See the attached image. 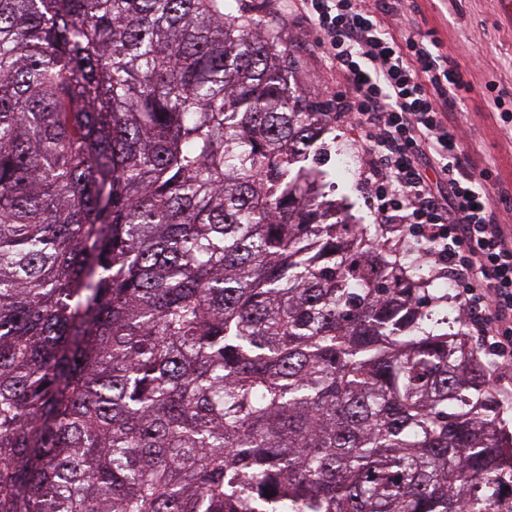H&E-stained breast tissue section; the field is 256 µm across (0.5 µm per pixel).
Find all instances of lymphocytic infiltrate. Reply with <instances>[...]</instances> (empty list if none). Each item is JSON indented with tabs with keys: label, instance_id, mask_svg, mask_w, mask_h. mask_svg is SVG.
Instances as JSON below:
<instances>
[{
	"label": "lymphocytic infiltrate",
	"instance_id": "lymphocytic-infiltrate-1",
	"mask_svg": "<svg viewBox=\"0 0 512 512\" xmlns=\"http://www.w3.org/2000/svg\"><path fill=\"white\" fill-rule=\"evenodd\" d=\"M319 33L348 89L336 120L355 125L376 221L401 227L398 244L453 277L468 330L499 367L512 368V215L492 174L473 172L452 128L471 85L437 38H395L381 14L392 0H294Z\"/></svg>",
	"mask_w": 512,
	"mask_h": 512
}]
</instances>
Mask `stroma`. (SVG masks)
Here are the masks:
<instances>
[{"mask_svg": "<svg viewBox=\"0 0 512 512\" xmlns=\"http://www.w3.org/2000/svg\"><path fill=\"white\" fill-rule=\"evenodd\" d=\"M240 2L242 14L255 16L262 26L282 32L288 42L286 62L307 98L335 104L336 75L319 38L296 16L284 15L286 0ZM383 22L398 38L436 31L443 53L458 63L472 85L455 124L470 163L477 171H495L502 186L512 190V135L502 130L485 95L490 81L512 94V23L501 17L498 0H400L398 14L384 17ZM356 136L352 128L332 123L325 136L326 150L316 167L352 222L371 228L374 213L360 189L357 171L341 169L342 159L354 156L350 143Z\"/></svg>", "mask_w": 512, "mask_h": 512, "instance_id": "obj_1", "label": "stroma"}]
</instances>
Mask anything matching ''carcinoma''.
Listing matches in <instances>:
<instances>
[{
  "label": "carcinoma",
  "instance_id": "1",
  "mask_svg": "<svg viewBox=\"0 0 512 512\" xmlns=\"http://www.w3.org/2000/svg\"><path fill=\"white\" fill-rule=\"evenodd\" d=\"M285 57L225 0H0V512H512L491 374Z\"/></svg>",
  "mask_w": 512,
  "mask_h": 512
}]
</instances>
